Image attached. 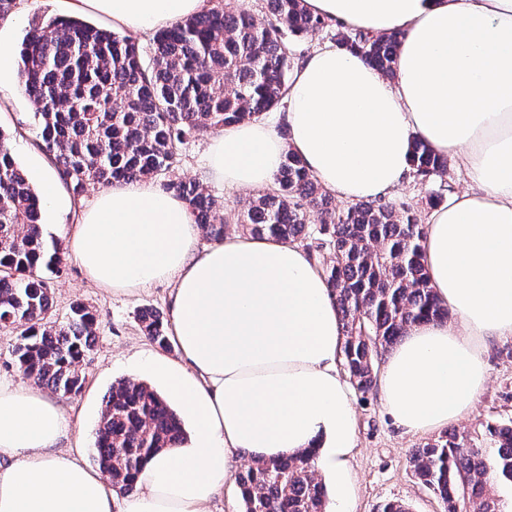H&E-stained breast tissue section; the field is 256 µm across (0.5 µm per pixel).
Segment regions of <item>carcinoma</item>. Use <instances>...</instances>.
<instances>
[{"label": "carcinoma", "mask_w": 512, "mask_h": 512, "mask_svg": "<svg viewBox=\"0 0 512 512\" xmlns=\"http://www.w3.org/2000/svg\"><path fill=\"white\" fill-rule=\"evenodd\" d=\"M270 19L250 10L214 7L157 31L149 49L129 36L77 17L30 27L19 55V77L34 106L41 146L60 179L80 195L89 183L109 186L164 176L163 186L188 203L196 223L224 237L219 208L198 182L167 177L189 138L275 110L291 67L282 34H306L325 19L304 0H267ZM403 32L380 36L338 29L336 41L391 75ZM413 176L448 169V158L424 141L411 144ZM271 193L252 195L240 223L257 236L288 243L316 237V253L336 301L343 366L355 389L377 384L379 356L406 331L445 321L424 257L426 225L410 208L359 202L333 205L303 161L288 153ZM319 227L309 228V213ZM60 243L48 242L42 202L0 130V327L18 329L11 357L25 376L62 395H77L85 378L76 367L94 346L97 320L81 303L66 322L48 320L51 288L41 275L60 271ZM146 336L170 347L162 313L139 316ZM186 440L164 396L144 383L119 381L104 396L94 460L122 495L135 489L144 466ZM414 478L441 501L443 512H512V421L488 422L477 438L449 433L410 455ZM244 512H327L326 488L310 451L252 462L237 475Z\"/></svg>", "instance_id": "cac0c4a2"}]
</instances>
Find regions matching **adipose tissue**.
<instances>
[{
  "mask_svg": "<svg viewBox=\"0 0 512 512\" xmlns=\"http://www.w3.org/2000/svg\"><path fill=\"white\" fill-rule=\"evenodd\" d=\"M128 31L159 30L206 0H61ZM313 15L368 35H405L393 74L326 45L299 62L286 99L287 137L245 120L210 145L212 174L235 188L271 184L294 152L321 186L367 201L411 173V140L464 167L474 190L435 208L425 265L454 323L408 329L384 357L379 390L410 432L473 407L487 383L484 343L512 337V0H305ZM186 201L142 180L102 188L70 244L87 278L115 291L174 285L179 360L154 367L191 418L188 442L156 455L120 512H206L236 479L238 453L277 460L317 448L331 500L355 446L349 389L337 369L336 304L297 245L231 234L197 252ZM70 421L40 388L0 378V512H119L111 483L62 451Z\"/></svg>",
  "mask_w": 512,
  "mask_h": 512,
  "instance_id": "obj_1",
  "label": "adipose tissue"
}]
</instances>
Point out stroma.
Segmentation results:
<instances>
[{"mask_svg":"<svg viewBox=\"0 0 512 512\" xmlns=\"http://www.w3.org/2000/svg\"><path fill=\"white\" fill-rule=\"evenodd\" d=\"M34 107L22 88H15L0 98V129L11 133L12 152L29 179L37 175H55L56 170L36 138ZM211 134L191 138L180 151L176 177L195 180L207 187L224 209L222 216L227 232H241L239 215L251 191L229 188L213 181L205 166ZM470 181L464 169L449 163L447 172L427 181L409 178L385 194V201L415 210L420 220H427L432 207L430 198L448 200L466 190ZM97 189L88 186L82 196H74L61 187V202L46 210L44 231L47 240L68 243L78 210L89 204ZM53 293L50 318L65 322L73 304L90 307L97 318L94 347L81 366L85 377L82 392L76 396H57L56 401L69 416L72 426L59 442L60 449L81 447L85 462H92L94 432L100 416L102 397L120 380L143 382L160 394H167L166 383L140 361L149 356L175 358L176 350H165L141 330L138 315L142 309L160 312L170 309L172 283L157 282L130 293H116L92 284L72 255H65L60 273L51 275ZM488 382L473 409L453 427L459 431L482 432L488 422L512 421V338L493 340L484 348ZM350 400L356 417L355 447L348 460L353 483L350 512H377L388 500H400L411 512H441L432 491L413 477L409 457L413 448L429 441L426 433H408L395 424L386 412L378 390L367 394L351 392Z\"/></svg>","mask_w":512,"mask_h":512,"instance_id":"stroma-1","label":"stroma"}]
</instances>
